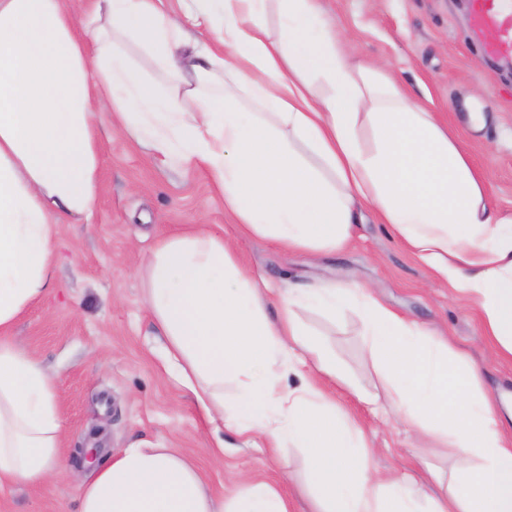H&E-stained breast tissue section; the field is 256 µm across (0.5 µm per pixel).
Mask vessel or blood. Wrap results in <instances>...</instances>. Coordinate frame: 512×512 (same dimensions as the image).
Instances as JSON below:
<instances>
[{"mask_svg":"<svg viewBox=\"0 0 512 512\" xmlns=\"http://www.w3.org/2000/svg\"><path fill=\"white\" fill-rule=\"evenodd\" d=\"M473 31H490L491 39L481 44L482 53L491 59L512 58V0H470Z\"/></svg>","mask_w":512,"mask_h":512,"instance_id":"vessel-or-blood-1","label":"vessel or blood"}]
</instances>
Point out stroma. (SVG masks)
I'll use <instances>...</instances> for the list:
<instances>
[{"label":"stroma","instance_id":"obj_1","mask_svg":"<svg viewBox=\"0 0 512 512\" xmlns=\"http://www.w3.org/2000/svg\"><path fill=\"white\" fill-rule=\"evenodd\" d=\"M324 7L364 56L386 61L403 89L436 112L493 205L511 214L512 69L478 49L467 0H324ZM472 105L487 114L482 129L467 122ZM100 153L101 188L90 219L64 225L50 293L6 334L55 380L68 470L1 492L0 512H77L74 475L86 470L83 449H99L105 459L110 450L133 445L176 449L197 466L214 496L229 499L246 483L265 481L287 494L292 512H306L302 486L313 469L307 456L215 431L162 365L138 270L154 242L169 233L203 228L237 244L239 263L274 282L311 286L330 279L370 288L390 309L447 337L453 350L481 367L489 392L512 399V359L494 357L476 301L433 278L371 209L339 250H284L243 238L223 195L201 171L156 160L106 123ZM299 315L340 367L374 391L379 381L357 312L331 318L305 307ZM325 389L364 430L381 474L419 478L424 461L447 474L464 468L451 448L383 420L341 386L329 382Z\"/></svg>","mask_w":512,"mask_h":512}]
</instances>
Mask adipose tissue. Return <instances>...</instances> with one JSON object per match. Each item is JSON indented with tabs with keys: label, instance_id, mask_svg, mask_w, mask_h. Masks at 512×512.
Masks as SVG:
<instances>
[{
	"label": "adipose tissue",
	"instance_id": "adipose-tissue-1",
	"mask_svg": "<svg viewBox=\"0 0 512 512\" xmlns=\"http://www.w3.org/2000/svg\"><path fill=\"white\" fill-rule=\"evenodd\" d=\"M133 46L154 81L130 62ZM105 115L156 158L205 172L245 237L333 251L373 209L418 261L478 301L494 354L512 358V214L492 207L434 112L383 60L362 57L322 0H196L179 14L164 0H94L86 14L66 0H0V492L44 483L63 464L55 382L1 334L49 292L63 218L92 213ZM140 275L166 369L210 422L302 449L314 463L310 512H512V405L499 408L469 356L371 289L324 280L279 290L202 229L159 239ZM350 305L381 375L372 393L298 315ZM327 380L478 466L432 471L427 488L380 475ZM79 490L78 512H289L266 482L215 498L169 448L120 449Z\"/></svg>",
	"mask_w": 512,
	"mask_h": 512
}]
</instances>
